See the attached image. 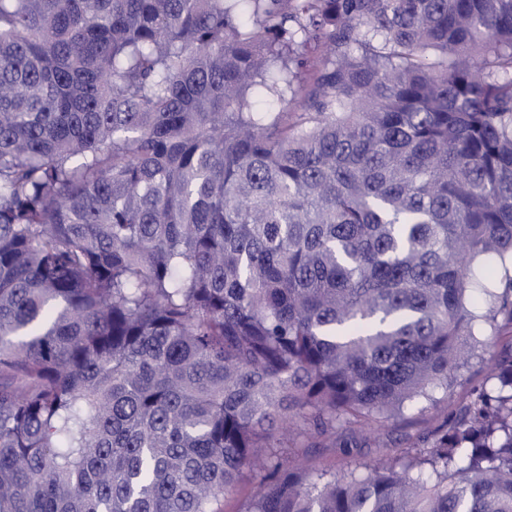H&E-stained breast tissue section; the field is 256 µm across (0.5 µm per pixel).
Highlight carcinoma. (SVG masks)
I'll list each match as a JSON object with an SVG mask.
<instances>
[{
    "label": "carcinoma",
    "instance_id": "cac0c4a2",
    "mask_svg": "<svg viewBox=\"0 0 512 512\" xmlns=\"http://www.w3.org/2000/svg\"><path fill=\"white\" fill-rule=\"evenodd\" d=\"M489 265L512 0H0V512H512V353L398 466L277 451L448 389ZM256 484L255 473L245 469L234 489L224 495V512H244L253 499Z\"/></svg>",
    "mask_w": 512,
    "mask_h": 512
}]
</instances>
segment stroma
Here are the masks:
<instances>
[{"instance_id":"stroma-1","label":"stroma","mask_w":512,"mask_h":512,"mask_svg":"<svg viewBox=\"0 0 512 512\" xmlns=\"http://www.w3.org/2000/svg\"><path fill=\"white\" fill-rule=\"evenodd\" d=\"M480 343L459 367L447 389L435 390L432 399H422L405 408L400 420L379 426L340 430L336 438L309 440L299 434L288 437V463L305 472L343 471L396 457L401 449L419 448L425 437L453 421L460 409L481 390L496 386L487 367L490 354L512 352V322L499 318L496 328L477 323Z\"/></svg>"}]
</instances>
